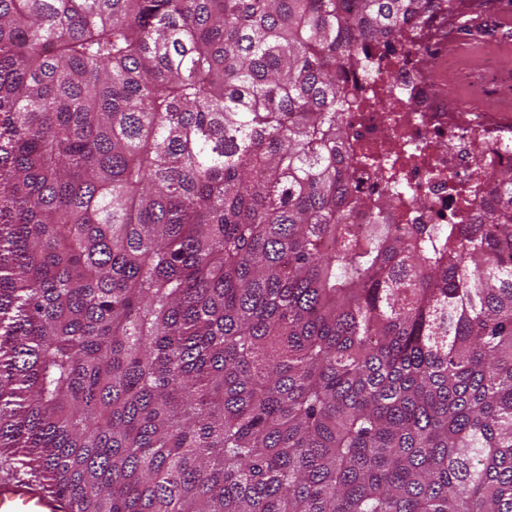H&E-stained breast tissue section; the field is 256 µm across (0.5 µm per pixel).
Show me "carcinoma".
I'll use <instances>...</instances> for the list:
<instances>
[{
    "label": "carcinoma",
    "instance_id": "carcinoma-1",
    "mask_svg": "<svg viewBox=\"0 0 512 512\" xmlns=\"http://www.w3.org/2000/svg\"><path fill=\"white\" fill-rule=\"evenodd\" d=\"M457 0H0V483L66 512H512V166L357 195L368 51ZM465 180L448 176L457 209ZM366 212L367 224H349Z\"/></svg>",
    "mask_w": 512,
    "mask_h": 512
}]
</instances>
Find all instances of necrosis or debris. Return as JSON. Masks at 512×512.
I'll return each instance as SVG.
<instances>
[{"label":"necrosis or debris","mask_w":512,"mask_h":512,"mask_svg":"<svg viewBox=\"0 0 512 512\" xmlns=\"http://www.w3.org/2000/svg\"><path fill=\"white\" fill-rule=\"evenodd\" d=\"M449 24L445 13H434L408 24L398 42L374 53L369 84L380 98L409 110L404 124L389 129L386 113L376 108L343 115L357 147L395 153L403 183L393 221L404 236L417 224L458 220L448 195L449 173L477 177L512 164V119L472 112L461 120L448 112L440 84L417 50L418 44L444 38Z\"/></svg>","instance_id":"1"}]
</instances>
